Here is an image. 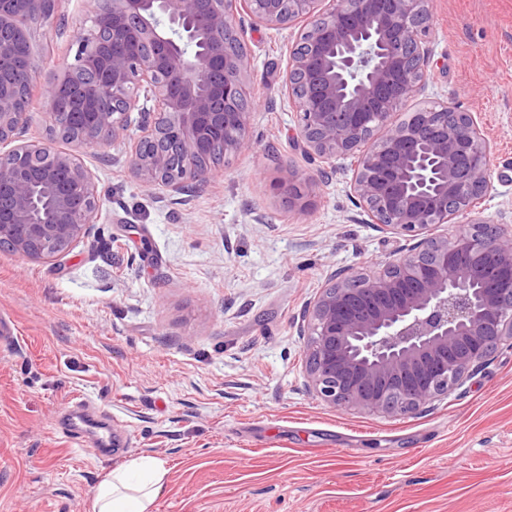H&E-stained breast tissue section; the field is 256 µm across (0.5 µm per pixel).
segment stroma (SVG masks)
I'll list each match as a JSON object with an SVG mask.
<instances>
[{"label": "stroma", "instance_id": "35a3bbf8", "mask_svg": "<svg viewBox=\"0 0 512 512\" xmlns=\"http://www.w3.org/2000/svg\"><path fill=\"white\" fill-rule=\"evenodd\" d=\"M431 101L471 113L492 147L482 217L512 225V0H430ZM86 0L36 33L35 82L73 63ZM249 145L210 183L163 196L83 148L101 219L58 262L0 250V512H90L93 489L151 455L168 471L152 512H512V350L448 398L387 418L330 407L304 382L296 321L333 271L379 273L401 244L366 223L340 158L306 212L280 181L317 169L285 87L303 22L241 14ZM111 411L127 445L73 447L54 423L74 396Z\"/></svg>", "mask_w": 512, "mask_h": 512}]
</instances>
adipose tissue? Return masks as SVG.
Here are the masks:
<instances>
[{
  "label": "adipose tissue",
  "mask_w": 512,
  "mask_h": 512,
  "mask_svg": "<svg viewBox=\"0 0 512 512\" xmlns=\"http://www.w3.org/2000/svg\"><path fill=\"white\" fill-rule=\"evenodd\" d=\"M166 475L159 459L142 456L127 468L113 471L96 486L92 512H151Z\"/></svg>",
  "instance_id": "1"
}]
</instances>
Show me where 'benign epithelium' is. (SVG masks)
Here are the masks:
<instances>
[{
  "label": "benign epithelium",
  "mask_w": 512,
  "mask_h": 512,
  "mask_svg": "<svg viewBox=\"0 0 512 512\" xmlns=\"http://www.w3.org/2000/svg\"><path fill=\"white\" fill-rule=\"evenodd\" d=\"M234 0H88L92 27L74 63L39 88L45 0H0V250L36 262L68 254L99 223L94 177L72 153L25 139L33 94L50 132L77 146L140 132L124 163L149 190L205 185L211 159L248 146L247 54ZM253 19H308L289 51L287 86L307 157L357 158L352 189L366 222L403 237L376 275L340 270L300 314L305 385L336 408L398 416L448 397L512 348V230L481 219L491 146L468 112L435 103L392 114L425 84L429 0H242ZM181 40L200 39L189 55ZM289 173V207H306ZM456 217L451 236L431 227Z\"/></svg>",
  "instance_id": "1"
}]
</instances>
